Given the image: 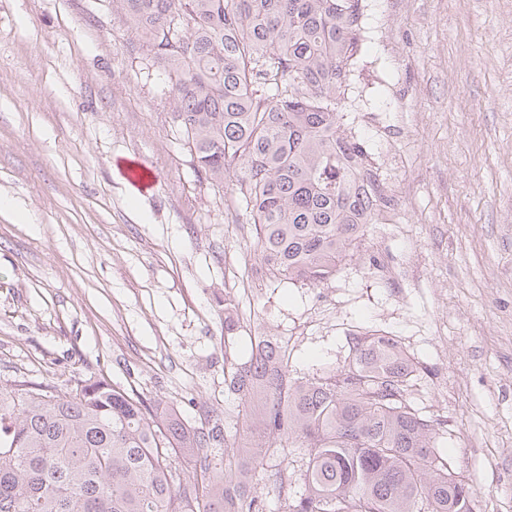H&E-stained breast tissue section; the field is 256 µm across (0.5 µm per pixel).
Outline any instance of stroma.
<instances>
[{
  "label": "stroma",
  "instance_id": "obj_1",
  "mask_svg": "<svg viewBox=\"0 0 512 512\" xmlns=\"http://www.w3.org/2000/svg\"><path fill=\"white\" fill-rule=\"evenodd\" d=\"M366 4L343 108L385 201L313 287L270 274L196 172L117 0H0V386L102 379L238 442L224 371L250 337L287 343L297 378L381 331L418 363L413 404L473 512H512V0Z\"/></svg>",
  "mask_w": 512,
  "mask_h": 512
}]
</instances>
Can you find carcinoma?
I'll list each match as a JSON object with an SVG mask.
<instances>
[{
    "mask_svg": "<svg viewBox=\"0 0 512 512\" xmlns=\"http://www.w3.org/2000/svg\"><path fill=\"white\" fill-rule=\"evenodd\" d=\"M117 2L169 78L197 171L244 206L269 272L332 279L384 201L363 143L341 132L364 0ZM351 353L340 372L295 379L288 346L253 338L227 379L258 440L229 448L224 467L206 451L219 427L157 418L102 380L1 387L0 512H265L252 483L282 439L308 450L298 486L266 475L287 512H472L473 488L407 399L410 356L378 332L353 337Z\"/></svg>",
    "mask_w": 512,
    "mask_h": 512,
    "instance_id": "carcinoma-1",
    "label": "carcinoma"
}]
</instances>
